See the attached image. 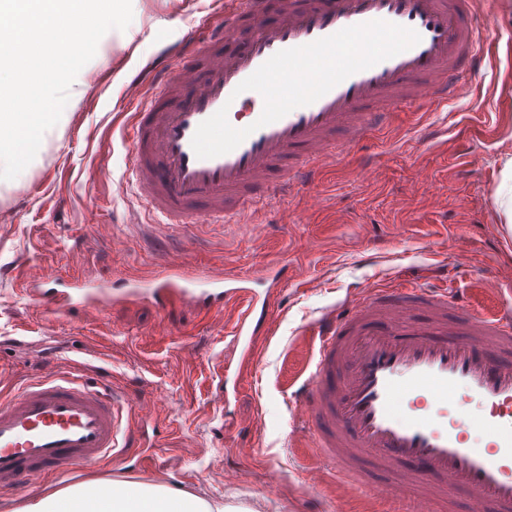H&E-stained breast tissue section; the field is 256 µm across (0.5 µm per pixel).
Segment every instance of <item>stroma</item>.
Listing matches in <instances>:
<instances>
[{
  "mask_svg": "<svg viewBox=\"0 0 512 512\" xmlns=\"http://www.w3.org/2000/svg\"><path fill=\"white\" fill-rule=\"evenodd\" d=\"M132 7L127 29L99 42L78 73L61 129L15 179H0V399L57 374L110 389L129 406L156 401L147 441L87 467L86 481L161 483L246 512H403L392 498L337 499L328 468L309 482L313 458L289 436L285 382L311 355L307 324L354 289L446 271L458 300L483 304V284L512 261V223L501 206L512 158V0H479L472 15L486 33L481 84L446 105L404 110L337 151L310 185L267 209L259 246L242 221L178 228L163 245L153 215L119 191L130 162V109L120 94L135 64L157 51L159 30L177 39L203 16L224 22V0ZM489 13L497 16L490 31ZM166 250L190 273L221 267L252 280L260 295L267 265H287L250 370L239 372L232 346L235 302L213 320L136 303L88 322L36 303L25 287L32 264L64 279L148 280ZM222 361L228 373L218 370Z\"/></svg>",
  "mask_w": 512,
  "mask_h": 512,
  "instance_id": "stroma-1",
  "label": "stroma"
}]
</instances>
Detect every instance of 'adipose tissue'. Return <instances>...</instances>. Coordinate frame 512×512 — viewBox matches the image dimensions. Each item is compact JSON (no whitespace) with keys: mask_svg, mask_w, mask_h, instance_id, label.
Listing matches in <instances>:
<instances>
[{"mask_svg":"<svg viewBox=\"0 0 512 512\" xmlns=\"http://www.w3.org/2000/svg\"><path fill=\"white\" fill-rule=\"evenodd\" d=\"M20 512H223L221 506L178 489L137 483L125 495L110 494L107 485L87 482L43 496Z\"/></svg>","mask_w":512,"mask_h":512,"instance_id":"ef3b65f1","label":"adipose tissue"}]
</instances>
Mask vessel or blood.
<instances>
[{
	"label": "vessel or blood",
	"mask_w": 512,
	"mask_h": 512,
	"mask_svg": "<svg viewBox=\"0 0 512 512\" xmlns=\"http://www.w3.org/2000/svg\"><path fill=\"white\" fill-rule=\"evenodd\" d=\"M476 0H226L224 30L202 20L196 36L151 58L124 86L135 104L126 129L139 197L157 216V238L186 217L230 222L286 200L315 178L337 142L353 147L404 108L443 106L478 77L480 41L468 22ZM383 20L419 33L410 49L357 72L315 102L258 126L259 112L232 119L255 130L233 151L198 158L200 123L229 99L262 104L237 86L275 53L339 30ZM26 272L33 299L97 320L112 305L151 302L243 312L233 342L251 352L266 311L251 289L221 268L200 276L165 259L147 281H78ZM311 372L292 390L291 437L311 438L335 471L337 498L364 492L375 502L422 504L465 497L466 512H512V306L464 308L447 289L397 279L360 288L311 327ZM110 391L57 377L0 401V487L71 473L111 456L123 438ZM393 472L368 482L365 465Z\"/></svg>",
	"instance_id": "1"
}]
</instances>
